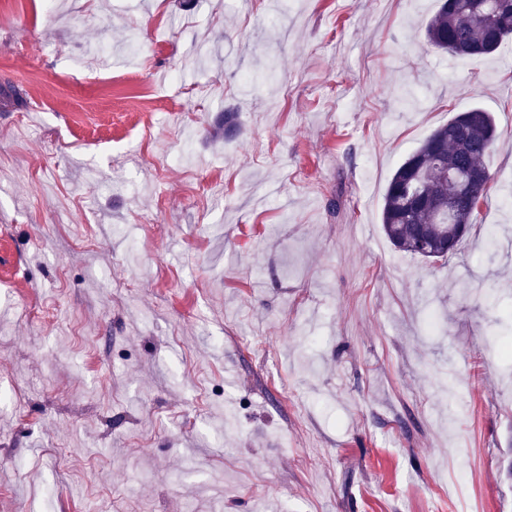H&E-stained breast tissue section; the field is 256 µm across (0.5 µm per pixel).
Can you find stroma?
<instances>
[{"label": "stroma", "instance_id": "obj_1", "mask_svg": "<svg viewBox=\"0 0 512 512\" xmlns=\"http://www.w3.org/2000/svg\"><path fill=\"white\" fill-rule=\"evenodd\" d=\"M437 6L0 0V512H512V40L431 49ZM474 107L469 235L395 250ZM500 136L491 113L474 107L435 128L394 171L381 223L397 251L431 262L457 253L475 223L474 205L485 197L486 158Z\"/></svg>", "mask_w": 512, "mask_h": 512}]
</instances>
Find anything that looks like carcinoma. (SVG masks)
<instances>
[{"instance_id": "cac0c4a2", "label": "carcinoma", "mask_w": 512, "mask_h": 512, "mask_svg": "<svg viewBox=\"0 0 512 512\" xmlns=\"http://www.w3.org/2000/svg\"><path fill=\"white\" fill-rule=\"evenodd\" d=\"M432 48L453 56L489 55L512 37V0H440L426 22ZM500 132L474 107L435 128L391 175L382 229L398 251L431 262L459 250L491 179L486 158Z\"/></svg>"}]
</instances>
